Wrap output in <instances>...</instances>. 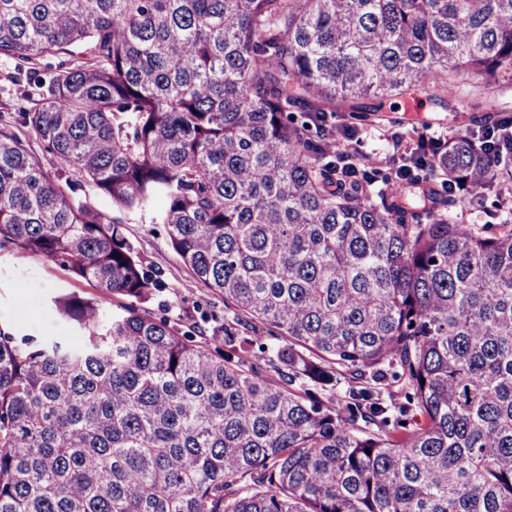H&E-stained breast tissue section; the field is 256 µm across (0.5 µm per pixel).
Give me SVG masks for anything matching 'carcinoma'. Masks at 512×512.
<instances>
[{"instance_id":"carcinoma-1","label":"carcinoma","mask_w":512,"mask_h":512,"mask_svg":"<svg viewBox=\"0 0 512 512\" xmlns=\"http://www.w3.org/2000/svg\"><path fill=\"white\" fill-rule=\"evenodd\" d=\"M0 57V246L97 290L54 299L73 336L0 328V512H512V225L453 220L499 209L508 124L394 179L335 123L493 94L512 0H0ZM79 177L164 225L224 320L155 316Z\"/></svg>"}]
</instances>
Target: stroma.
<instances>
[{"mask_svg": "<svg viewBox=\"0 0 512 512\" xmlns=\"http://www.w3.org/2000/svg\"><path fill=\"white\" fill-rule=\"evenodd\" d=\"M410 101L418 104L421 118L406 115L405 106ZM493 112L512 114L511 84H503L490 97L473 99L468 106L457 107L453 112L442 110L424 91L418 90L411 99L385 101L381 111L359 121L356 147L361 154L382 164L392 156L395 144L445 140L472 129L479 117ZM124 221L135 246L161 272L163 288L155 295L154 308L163 309L165 316L172 320L203 312L223 318V297L195 286L183 263L168 246L162 225L152 223L146 215L129 214ZM73 291L88 297L95 294L86 282L74 279L70 272L45 257L21 258L12 250L0 249L1 322L32 334L70 335L71 329L56 311L53 299Z\"/></svg>", "mask_w": 512, "mask_h": 512, "instance_id": "1", "label": "stroma"}]
</instances>
